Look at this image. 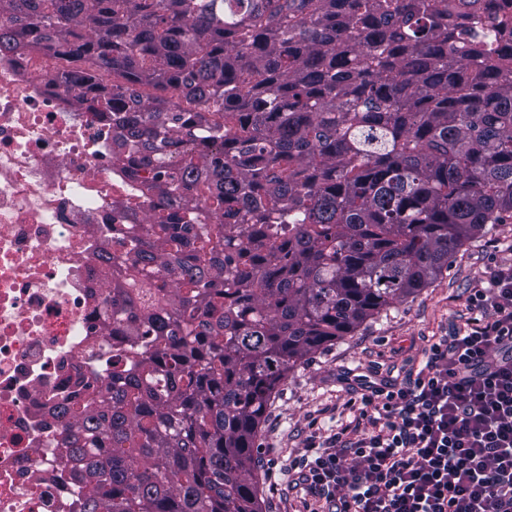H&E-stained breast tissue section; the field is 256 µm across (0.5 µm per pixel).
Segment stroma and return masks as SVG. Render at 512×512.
Masks as SVG:
<instances>
[{
    "label": "stroma",
    "mask_w": 512,
    "mask_h": 512,
    "mask_svg": "<svg viewBox=\"0 0 512 512\" xmlns=\"http://www.w3.org/2000/svg\"><path fill=\"white\" fill-rule=\"evenodd\" d=\"M509 259L512 217L487 225L429 287L289 373L268 406L256 451L263 512H299L307 492L288 473L308 442L323 441L352 421L345 404L360 399L363 383H399L423 368L429 345L473 317L470 298L486 287L489 267Z\"/></svg>",
    "instance_id": "1"
}]
</instances>
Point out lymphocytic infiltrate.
Listing matches in <instances>:
<instances>
[{"mask_svg": "<svg viewBox=\"0 0 512 512\" xmlns=\"http://www.w3.org/2000/svg\"><path fill=\"white\" fill-rule=\"evenodd\" d=\"M416 378L371 389L352 439L309 444L304 512H512V261Z\"/></svg>", "mask_w": 512, "mask_h": 512, "instance_id": "lymphocytic-infiltrate-1", "label": "lymphocytic infiltrate"}]
</instances>
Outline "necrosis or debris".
<instances>
[{"label": "necrosis or debris", "mask_w": 512, "mask_h": 512, "mask_svg": "<svg viewBox=\"0 0 512 512\" xmlns=\"http://www.w3.org/2000/svg\"><path fill=\"white\" fill-rule=\"evenodd\" d=\"M58 66L52 50L0 54V512H73L50 409L111 385L112 281L160 202L114 153V115Z\"/></svg>", "instance_id": "1"}]
</instances>
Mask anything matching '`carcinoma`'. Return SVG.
Masks as SVG:
<instances>
[{
  "label": "carcinoma",
  "mask_w": 512,
  "mask_h": 512,
  "mask_svg": "<svg viewBox=\"0 0 512 512\" xmlns=\"http://www.w3.org/2000/svg\"><path fill=\"white\" fill-rule=\"evenodd\" d=\"M4 1L29 21H0V50L122 72L60 82L119 113L113 146L168 196L112 284L130 312L116 392L54 408L74 512H262L254 453L281 381L512 213V14L492 40L469 26L482 0ZM182 200L215 216L208 234Z\"/></svg>",
  "instance_id": "carcinoma-1"
}]
</instances>
